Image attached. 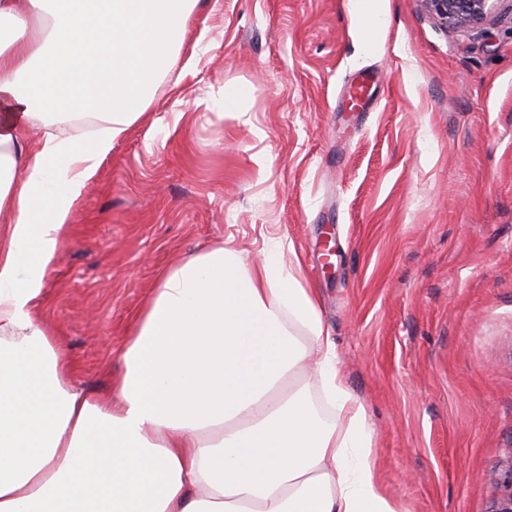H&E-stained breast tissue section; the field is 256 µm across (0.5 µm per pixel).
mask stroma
Returning <instances> with one entry per match:
<instances>
[{
  "instance_id": "1",
  "label": "stroma",
  "mask_w": 512,
  "mask_h": 512,
  "mask_svg": "<svg viewBox=\"0 0 512 512\" xmlns=\"http://www.w3.org/2000/svg\"><path fill=\"white\" fill-rule=\"evenodd\" d=\"M372 7L369 39L355 0H199L85 185L42 322L102 393L165 274L278 247L318 291L386 494L490 512L512 462V0L448 30L421 0Z\"/></svg>"
}]
</instances>
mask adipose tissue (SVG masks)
<instances>
[{"instance_id": "ef3b65f1", "label": "adipose tissue", "mask_w": 512, "mask_h": 512, "mask_svg": "<svg viewBox=\"0 0 512 512\" xmlns=\"http://www.w3.org/2000/svg\"><path fill=\"white\" fill-rule=\"evenodd\" d=\"M197 2L0 0V512H400L317 292L275 251L220 246L165 275L104 397L73 384L40 320L85 183L174 67ZM88 96L105 126L79 140L67 108Z\"/></svg>"}]
</instances>
